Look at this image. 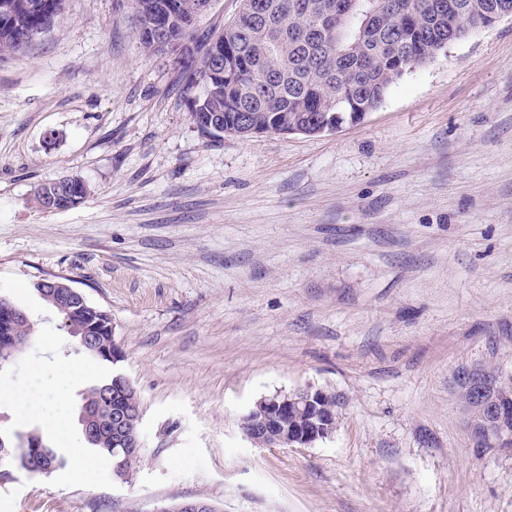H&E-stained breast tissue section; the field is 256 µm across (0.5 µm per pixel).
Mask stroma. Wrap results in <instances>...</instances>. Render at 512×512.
<instances>
[{"instance_id": "35a3bbf8", "label": "stroma", "mask_w": 512, "mask_h": 512, "mask_svg": "<svg viewBox=\"0 0 512 512\" xmlns=\"http://www.w3.org/2000/svg\"><path fill=\"white\" fill-rule=\"evenodd\" d=\"M54 143H46L47 133ZM81 177L78 206L38 184ZM60 278L112 318L144 441L128 476L81 461L12 469L0 512H512V453L475 448L462 370L512 374V18L406 75L357 124L320 136L203 135L131 0H64L0 62V295L35 342L0 386L14 442L77 416L101 364L33 289ZM82 379L56 393L59 363ZM340 400L328 438L262 447L261 397ZM62 181L71 183L72 187L77 188L78 191L81 193V199L85 198L87 194V189L84 184V182L75 177H66L62 178ZM76 191L75 193H71L70 188L67 186L65 188H62L61 186H58L55 188V191L51 192L49 195L45 194L43 198H41V204L40 207L46 210H60L57 208V205L65 203V201L73 200L75 201L74 206L79 204V198L77 197V194L79 193ZM63 199V200H61ZM206 499L195 498L173 502L157 507L154 512H217Z\"/></svg>"}]
</instances>
